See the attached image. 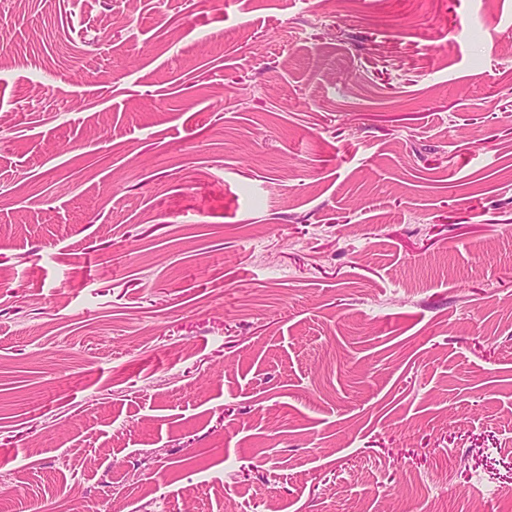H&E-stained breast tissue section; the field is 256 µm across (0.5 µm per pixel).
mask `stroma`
<instances>
[{"mask_svg":"<svg viewBox=\"0 0 512 512\" xmlns=\"http://www.w3.org/2000/svg\"><path fill=\"white\" fill-rule=\"evenodd\" d=\"M0 19V512H512V0Z\"/></svg>","mask_w":512,"mask_h":512,"instance_id":"stroma-1","label":"stroma"}]
</instances>
